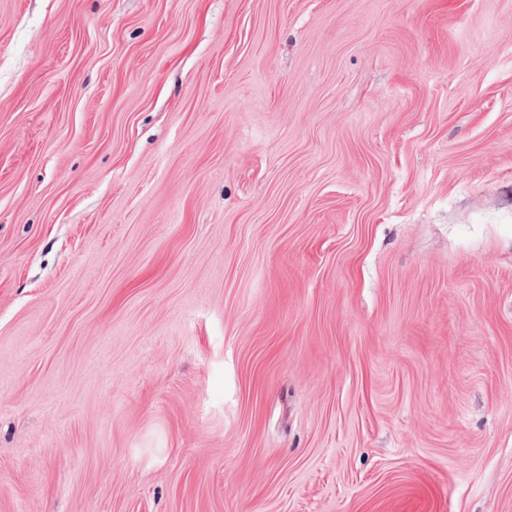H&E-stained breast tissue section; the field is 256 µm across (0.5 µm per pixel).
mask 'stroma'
<instances>
[{"instance_id": "35a3bbf8", "label": "stroma", "mask_w": 512, "mask_h": 512, "mask_svg": "<svg viewBox=\"0 0 512 512\" xmlns=\"http://www.w3.org/2000/svg\"><path fill=\"white\" fill-rule=\"evenodd\" d=\"M0 512H512V0H0Z\"/></svg>"}]
</instances>
